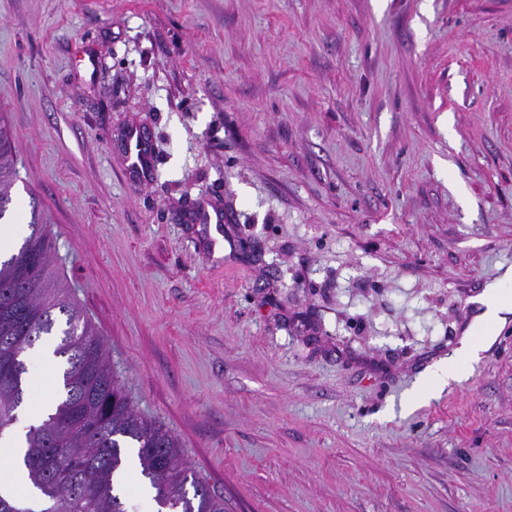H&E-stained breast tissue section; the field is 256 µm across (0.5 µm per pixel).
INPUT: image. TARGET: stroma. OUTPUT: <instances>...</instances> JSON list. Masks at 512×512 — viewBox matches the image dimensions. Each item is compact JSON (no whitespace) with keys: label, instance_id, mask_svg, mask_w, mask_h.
I'll list each match as a JSON object with an SVG mask.
<instances>
[{"label":"stroma","instance_id":"1","mask_svg":"<svg viewBox=\"0 0 512 512\" xmlns=\"http://www.w3.org/2000/svg\"><path fill=\"white\" fill-rule=\"evenodd\" d=\"M1 112L10 223L228 512H512V0H0ZM13 131L0 113V220L12 204L11 188L19 177ZM476 301L482 307L479 320L485 329H488L490 324L505 322L506 315L512 312V296L499 284L488 286Z\"/></svg>","mask_w":512,"mask_h":512}]
</instances>
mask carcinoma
Listing matches in <instances>:
<instances>
[{
    "mask_svg": "<svg viewBox=\"0 0 512 512\" xmlns=\"http://www.w3.org/2000/svg\"><path fill=\"white\" fill-rule=\"evenodd\" d=\"M17 178L13 131L0 113V219ZM29 227L19 250L0 259V437L17 420L28 353L65 322L53 349L63 364L59 399L26 434L23 462L44 499L39 512H127L118 480L129 448L157 512H226L224 499L183 461L172 430L132 406L97 329L66 294L51 231L35 208Z\"/></svg>",
    "mask_w": 512,
    "mask_h": 512,
    "instance_id": "obj_1",
    "label": "carcinoma"
}]
</instances>
